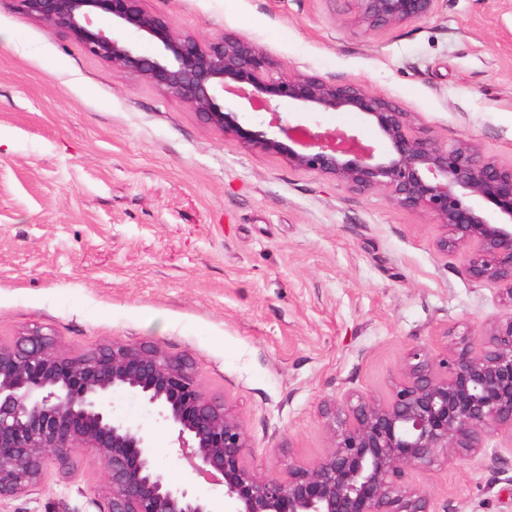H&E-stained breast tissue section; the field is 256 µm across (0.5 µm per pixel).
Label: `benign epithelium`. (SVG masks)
<instances>
[{
  "mask_svg": "<svg viewBox=\"0 0 512 512\" xmlns=\"http://www.w3.org/2000/svg\"><path fill=\"white\" fill-rule=\"evenodd\" d=\"M26 14L81 42L128 77L181 100L241 146L275 154L297 169L328 175L360 194L381 190L396 205L447 229L437 247L464 251L466 270L502 287L512 302V166L470 141L443 146L416 132L410 113L357 83L292 74L264 49L233 33L201 43L142 0H17ZM354 21L371 32L431 15L438 0H349ZM130 31L153 45L144 55ZM269 115L272 132L243 123L224 94ZM300 112H359L389 151L343 129L283 119L282 101ZM384 399L324 403L333 445L285 479L246 464L251 440L231 406L207 396L193 366L147 342H119L80 358L51 351L38 330L0 343V501L35 488L48 466L68 474L83 448L103 465L104 512H427L403 489L405 469L440 451L475 453L489 434L512 440V312L479 340L435 356L423 347ZM126 392L153 408L196 475L223 487L202 499L168 482L151 434L114 415L110 397Z\"/></svg>",
  "mask_w": 512,
  "mask_h": 512,
  "instance_id": "7a95c632",
  "label": "benign epithelium"
}]
</instances>
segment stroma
<instances>
[{"label": "stroma", "mask_w": 512, "mask_h": 512, "mask_svg": "<svg viewBox=\"0 0 512 512\" xmlns=\"http://www.w3.org/2000/svg\"><path fill=\"white\" fill-rule=\"evenodd\" d=\"M177 31L226 32L288 72L354 82L441 144L469 140L512 165V0H439L429 18L364 32L348 0H144ZM385 151L357 112L296 111ZM443 230L384 192L360 195L280 156L243 148L180 100L113 70L76 39L0 0V342L32 330L79 357L149 342L192 362L252 447L284 477L322 457L324 402L386 398L411 349L443 353L512 312L498 284L441 253ZM114 410L148 430L176 485L221 495L133 396ZM407 470L430 512H512V444ZM88 451L47 469L0 512H102Z\"/></svg>", "instance_id": "1"}]
</instances>
